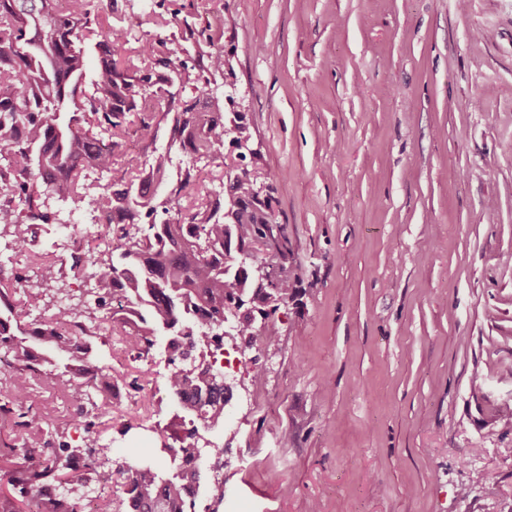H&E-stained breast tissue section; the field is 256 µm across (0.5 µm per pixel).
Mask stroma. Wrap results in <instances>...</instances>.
<instances>
[{
    "mask_svg": "<svg viewBox=\"0 0 512 512\" xmlns=\"http://www.w3.org/2000/svg\"><path fill=\"white\" fill-rule=\"evenodd\" d=\"M116 59L143 39L222 50L286 238L296 295L272 345L224 341L233 387L211 512H512V0H112ZM166 128L126 141L132 174ZM107 359L89 407L117 461L159 460L166 355ZM263 378L254 381V367Z\"/></svg>",
    "mask_w": 512,
    "mask_h": 512,
    "instance_id": "stroma-1",
    "label": "stroma"
}]
</instances>
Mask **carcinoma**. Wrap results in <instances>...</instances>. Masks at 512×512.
I'll list each match as a JSON object with an SVG mask.
<instances>
[{"label":"carcinoma","instance_id":"carcinoma-1","mask_svg":"<svg viewBox=\"0 0 512 512\" xmlns=\"http://www.w3.org/2000/svg\"><path fill=\"white\" fill-rule=\"evenodd\" d=\"M0 0V246L23 251L43 225L58 228L52 251L32 258L39 285L24 288L23 306L39 318L21 319L12 298L15 285L28 280L22 271L0 262V349L14 364L0 378V472L9 493L0 494V512H80L86 473L112 463V446L100 442L87 421L84 401L107 404L112 367L90 358L88 349L59 325L79 323L92 312L120 329L125 351L145 360L163 339L181 338V349L168 358L171 398H180L184 383L209 392L208 408L184 403L181 411L212 430L224 423V381L213 364L199 360L202 350L223 345L224 322L236 319L237 335L252 344L257 332L265 342L278 336L272 316L288 303V280L270 279L268 263L251 248L263 244L282 253L274 228L271 186H260L246 169L227 173L222 190L208 194L190 209L180 200L198 196L195 164L223 156L224 144L250 149L251 136L240 112H220L209 120L198 111L199 99L212 96L209 76L224 72L222 51L194 58L173 40H142L139 55L151 62L130 68L114 58L123 33L95 43L99 63L87 75V35L104 26L99 0ZM194 93L184 95L186 85ZM142 113L137 132L152 143L161 123L172 142L188 157L177 179L168 178L172 159L153 152L149 169L132 179L117 161V132L128 118ZM165 186L166 198L158 201ZM73 210L88 206L96 213L98 237L107 249L76 253L78 225L60 222L49 201ZM176 216L168 217L170 211ZM70 270L87 262L93 267L87 295L92 302L50 304L54 295L69 294ZM51 313H46V310ZM261 329H256V321ZM57 372L38 373L32 361L54 365ZM45 380L55 396L68 398L76 411L60 422L50 420L48 407L38 405L34 392ZM80 426L85 446L67 441V431ZM163 452L173 474L148 462L117 464L125 512H173L186 486L201 481L195 456L180 458L163 437ZM40 448L44 463H29L30 449Z\"/></svg>","mask_w":512,"mask_h":512}]
</instances>
